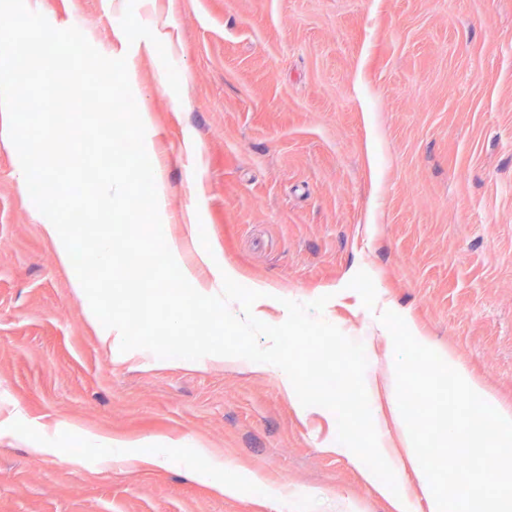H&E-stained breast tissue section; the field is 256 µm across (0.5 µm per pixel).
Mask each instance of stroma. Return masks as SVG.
<instances>
[{
	"label": "stroma",
	"instance_id": "stroma-1",
	"mask_svg": "<svg viewBox=\"0 0 512 512\" xmlns=\"http://www.w3.org/2000/svg\"><path fill=\"white\" fill-rule=\"evenodd\" d=\"M25 2L126 58L167 233L200 224L238 283L268 285L265 323L328 296L323 318L384 380L378 317L394 311L512 409V0ZM18 162L0 144V415L26 424L0 431V512H393L337 453L334 413L299 414L277 375L111 358ZM376 417L408 512H430L405 476L403 420ZM62 419L140 446L202 443L239 491L174 466L30 455Z\"/></svg>",
	"mask_w": 512,
	"mask_h": 512
}]
</instances>
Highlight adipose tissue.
Returning <instances> with one entry per match:
<instances>
[{
    "instance_id": "1",
    "label": "adipose tissue",
    "mask_w": 512,
    "mask_h": 512,
    "mask_svg": "<svg viewBox=\"0 0 512 512\" xmlns=\"http://www.w3.org/2000/svg\"><path fill=\"white\" fill-rule=\"evenodd\" d=\"M42 235L51 242L56 250L60 263L68 269L72 286L82 302V312L86 319L93 323L98 338L104 348L122 343L129 345L133 356L145 360L169 358L185 364H199L204 361L220 362L224 352L217 343H210L203 348L182 347L172 343L162 345L154 341H132L123 326L112 322L104 316L102 304L109 299L110 289L101 287L100 277L104 271L112 267V239L103 237L99 240L93 257L83 263L76 262L75 255L79 250V236L76 231L65 228L61 224H45L41 227ZM168 262L178 266V286L195 289L207 307L219 310L223 307L221 292L226 283L232 282L235 272L225 266L215 247L208 242L200 241L196 225H188L187 235L183 238L166 237L163 241ZM195 250V263L183 265L181 255L186 247ZM208 271V279H200V271ZM83 443L92 447H101L102 452L96 458L101 471H111L118 463H149L158 467L179 464L184 471L196 479H202L215 492L234 494L238 491L237 484L225 481V472L231 471L232 464L224 457L216 455L202 444L194 443L186 448H171L165 445L143 452L139 447L127 442L100 436L88 432L81 435Z\"/></svg>"
}]
</instances>
